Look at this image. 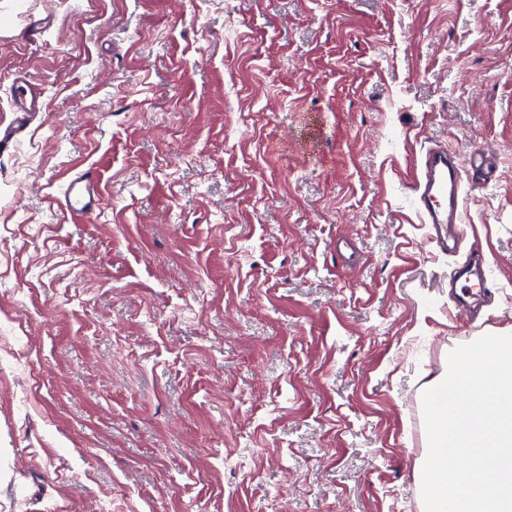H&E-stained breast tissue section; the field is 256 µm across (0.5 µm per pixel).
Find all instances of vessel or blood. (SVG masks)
<instances>
[{
	"instance_id": "obj_1",
	"label": "vessel or blood",
	"mask_w": 512,
	"mask_h": 512,
	"mask_svg": "<svg viewBox=\"0 0 512 512\" xmlns=\"http://www.w3.org/2000/svg\"><path fill=\"white\" fill-rule=\"evenodd\" d=\"M15 122L10 130L0 131V153L7 151L25 132L30 118L39 112L42 94L25 76H17L11 89ZM492 157L477 149L466 163H459L447 146L436 145L423 152L410 179L418 208L425 223L446 227L451 237L464 233L463 201L466 189L489 182ZM102 175L98 169L85 168L71 175L62 189L60 208L73 219H90L104 206ZM455 285L468 295H477L489 286L483 248L472 242L471 257L455 273Z\"/></svg>"
}]
</instances>
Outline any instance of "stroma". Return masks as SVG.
<instances>
[{"instance_id": "obj_1", "label": "stroma", "mask_w": 512, "mask_h": 512, "mask_svg": "<svg viewBox=\"0 0 512 512\" xmlns=\"http://www.w3.org/2000/svg\"><path fill=\"white\" fill-rule=\"evenodd\" d=\"M19 73L0 512H423L426 384L512 332V0H0V130ZM434 144L496 162L475 316L409 189ZM42 97V92L25 76L18 75L14 79L11 98L15 122L9 131H0V153L3 154L18 140L28 127L31 116L41 111ZM102 175L97 168H84L71 175L62 189L60 208L71 219H90L104 206Z\"/></svg>"}]
</instances>
